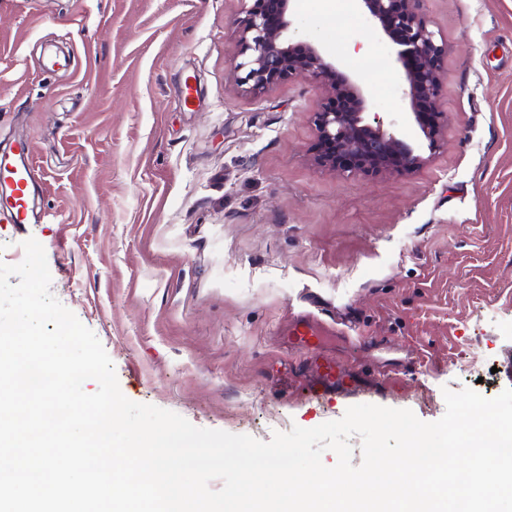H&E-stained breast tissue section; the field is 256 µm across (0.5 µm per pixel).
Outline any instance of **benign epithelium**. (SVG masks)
<instances>
[{
  "label": "benign epithelium",
  "instance_id": "7a95c632",
  "mask_svg": "<svg viewBox=\"0 0 512 512\" xmlns=\"http://www.w3.org/2000/svg\"><path fill=\"white\" fill-rule=\"evenodd\" d=\"M294 0H251L234 21L238 46L233 71L241 92L259 96L284 80L309 81L324 91L314 112L313 162L348 176L377 178L408 174L427 160L400 138L401 125L415 129L429 154L440 148L441 66L448 43L418 11L420 0H356L361 14L382 39L394 45L391 64L402 77L408 111L389 122L370 111L369 99L353 73L319 43L291 35Z\"/></svg>",
  "mask_w": 512,
  "mask_h": 512
}]
</instances>
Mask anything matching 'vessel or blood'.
Listing matches in <instances>:
<instances>
[{
	"label": "vessel or blood",
	"instance_id": "obj_1",
	"mask_svg": "<svg viewBox=\"0 0 512 512\" xmlns=\"http://www.w3.org/2000/svg\"><path fill=\"white\" fill-rule=\"evenodd\" d=\"M31 152L30 144L21 143L14 151L0 155V203L11 208L13 221L17 224L29 221L27 202L32 183ZM326 334V329L320 323L301 317L289 324L287 344L317 359L319 386L324 391L333 392L344 385L347 375L335 360L323 356Z\"/></svg>",
	"mask_w": 512,
	"mask_h": 512
}]
</instances>
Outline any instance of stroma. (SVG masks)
Here are the masks:
<instances>
[{"label":"stroma","mask_w":512,"mask_h":512,"mask_svg":"<svg viewBox=\"0 0 512 512\" xmlns=\"http://www.w3.org/2000/svg\"><path fill=\"white\" fill-rule=\"evenodd\" d=\"M241 0H0V152L32 146V223L0 208V262L42 244L52 294L97 336L131 401L270 441L349 406L442 418L444 389L512 388V0H421L448 42L442 146L411 174L313 164L314 83L242 95ZM297 0L373 111H405L390 41ZM194 89L184 101L185 86ZM345 336L317 372L283 332ZM475 361L468 372L461 363ZM328 332L320 323L300 317L288 325L284 336H288L287 344L293 349L305 351L315 358V365L319 371L320 383L312 391L322 388L323 391L335 392L337 388L343 387L348 374L343 372L333 358L329 359L322 354L323 336ZM322 360L319 363V360Z\"/></svg>","instance_id":"1"}]
</instances>
